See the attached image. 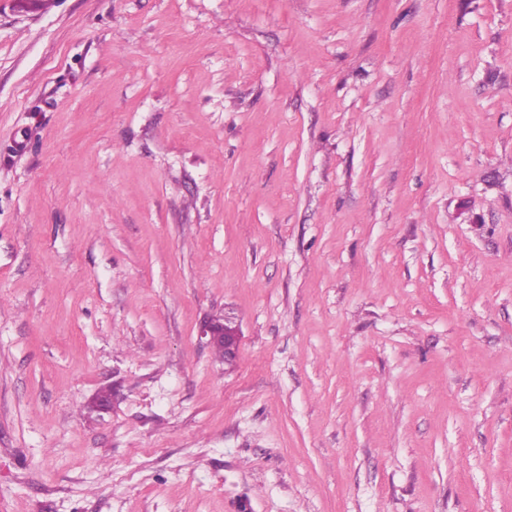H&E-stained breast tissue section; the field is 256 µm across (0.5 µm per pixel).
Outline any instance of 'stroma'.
I'll return each mask as SVG.
<instances>
[{
    "mask_svg": "<svg viewBox=\"0 0 512 512\" xmlns=\"http://www.w3.org/2000/svg\"><path fill=\"white\" fill-rule=\"evenodd\" d=\"M0 512H512V0H0ZM200 340L205 339L204 344L213 345L219 340L223 343H216L212 346L213 351L220 358L224 359V363L231 365L233 359H236L238 353L239 337L241 336L240 327L235 318L230 315L224 317H213L202 324L199 330Z\"/></svg>",
    "mask_w": 512,
    "mask_h": 512,
    "instance_id": "obj_1",
    "label": "stroma"
}]
</instances>
